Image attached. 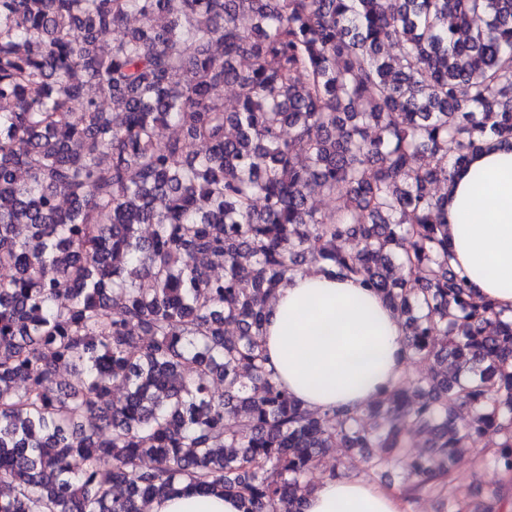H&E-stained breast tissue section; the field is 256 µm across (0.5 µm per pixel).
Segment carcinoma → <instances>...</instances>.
Wrapping results in <instances>:
<instances>
[{
  "label": "carcinoma",
  "mask_w": 512,
  "mask_h": 512,
  "mask_svg": "<svg viewBox=\"0 0 512 512\" xmlns=\"http://www.w3.org/2000/svg\"><path fill=\"white\" fill-rule=\"evenodd\" d=\"M489 138L512 145V0H0V512L180 482L303 512L350 451L408 501L500 512L512 322L452 270L435 191ZM309 264L380 293L429 374L362 411L290 395L266 306ZM470 453L503 482L459 503Z\"/></svg>",
  "instance_id": "carcinoma-1"
}]
</instances>
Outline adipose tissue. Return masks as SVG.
Masks as SVG:
<instances>
[{
  "instance_id": "obj_1",
  "label": "adipose tissue",
  "mask_w": 512,
  "mask_h": 512,
  "mask_svg": "<svg viewBox=\"0 0 512 512\" xmlns=\"http://www.w3.org/2000/svg\"><path fill=\"white\" fill-rule=\"evenodd\" d=\"M453 266L512 318V147L490 140L444 186ZM401 319L359 280L317 268L296 274L268 306L263 348L278 382L306 407L364 409L404 371ZM149 512H242L229 495L179 484ZM304 512H404L398 491L367 478H327Z\"/></svg>"
}]
</instances>
